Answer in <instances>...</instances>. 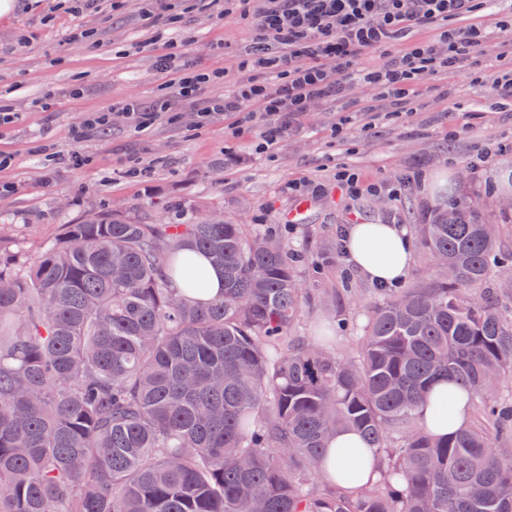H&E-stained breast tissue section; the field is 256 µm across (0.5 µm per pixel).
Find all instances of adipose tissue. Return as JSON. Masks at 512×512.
I'll list each match as a JSON object with an SVG mask.
<instances>
[{
    "instance_id": "ef3b65f1",
    "label": "adipose tissue",
    "mask_w": 512,
    "mask_h": 512,
    "mask_svg": "<svg viewBox=\"0 0 512 512\" xmlns=\"http://www.w3.org/2000/svg\"><path fill=\"white\" fill-rule=\"evenodd\" d=\"M347 252L352 264L370 280L387 284L401 283L412 264L413 255L402 228L395 224L362 222L352 225L347 239ZM357 432L339 433L326 455L323 472L328 481L348 491H356L368 480L374 479L373 457H360L355 468L357 477L343 474L344 452L361 447Z\"/></svg>"
}]
</instances>
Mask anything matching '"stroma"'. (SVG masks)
Wrapping results in <instances>:
<instances>
[{
	"mask_svg": "<svg viewBox=\"0 0 512 512\" xmlns=\"http://www.w3.org/2000/svg\"><path fill=\"white\" fill-rule=\"evenodd\" d=\"M17 2L18 9L0 19V97L18 114L0 126V155L13 159L0 169L2 255L30 260L65 225L116 210L141 224L219 213L237 224H276L296 211L288 240L312 256L342 226H404L413 262L403 285L410 288L439 276L426 259L421 226L435 204L452 199L474 205L481 222L498 225L512 249V188L501 181L512 171V102L502 103L489 89L502 65L501 35L484 44L478 70L428 77L413 111L393 117L389 102L357 86L347 107L332 100L295 120L293 133L271 156L258 153L257 131L229 138L224 117L197 127L189 105L180 123L134 134L118 117L76 145L71 132L86 113L133 98L149 104L165 94L168 79L155 62L170 37L191 38L198 64L223 71L208 95L231 94L244 78L237 64L252 44V22L225 13L224 0H170L180 17L171 31L144 20L143 0H98L79 13L61 8L60 0ZM84 30L94 41L81 38ZM43 100L48 110L40 109ZM370 103L376 111H367ZM341 109L348 121L336 136ZM75 150L87 164L68 163ZM134 164L149 169V177H130ZM343 167L366 185L403 175L412 182L395 201L384 194L344 201L329 191ZM292 182L305 185L306 194L289 193ZM335 283L336 308L347 322L335 333L336 351L350 357L356 329L369 315L373 283L342 257Z\"/></svg>",
	"mask_w": 512,
	"mask_h": 512,
	"instance_id": "obj_1",
	"label": "stroma"
}]
</instances>
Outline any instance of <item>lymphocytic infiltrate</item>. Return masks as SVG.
Returning a JSON list of instances; mask_svg holds the SVG:
<instances>
[{
	"label": "lymphocytic infiltrate",
	"mask_w": 512,
	"mask_h": 512,
	"mask_svg": "<svg viewBox=\"0 0 512 512\" xmlns=\"http://www.w3.org/2000/svg\"><path fill=\"white\" fill-rule=\"evenodd\" d=\"M241 17H254L252 49L239 61L247 77L232 95L207 98L219 70L190 66L189 43L171 41L156 59L169 75L171 96L158 105L126 103L136 131L160 118L176 122L180 105H192L199 122L231 116L233 133L259 127L258 152L273 154L295 116L313 103L345 98L351 84L372 87L377 98L417 102L426 77L478 66L492 31L474 21L490 0H231Z\"/></svg>",
	"instance_id": "obj_1"
}]
</instances>
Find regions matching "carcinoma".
I'll return each mask as SVG.
<instances>
[{"mask_svg": "<svg viewBox=\"0 0 512 512\" xmlns=\"http://www.w3.org/2000/svg\"><path fill=\"white\" fill-rule=\"evenodd\" d=\"M442 275L373 289L356 337L336 355L292 335L313 287L336 313L333 279L298 278L307 255L270 224L125 216L69 224L28 264L0 260V512H512V397L482 400L446 437L417 408L448 377L468 399L512 373V319L490 271L512 268L493 224L451 200L422 225ZM206 307L172 285L202 291ZM321 271L336 238L320 245ZM354 430L380 472L349 493L321 463ZM206 264V263H205ZM207 265V277L203 288L205 291L200 294H191L197 301L208 303L221 297L224 284V274L221 269Z\"/></svg>", "mask_w": 512, "mask_h": 512, "instance_id": "carcinoma-1", "label": "carcinoma"}]
</instances>
